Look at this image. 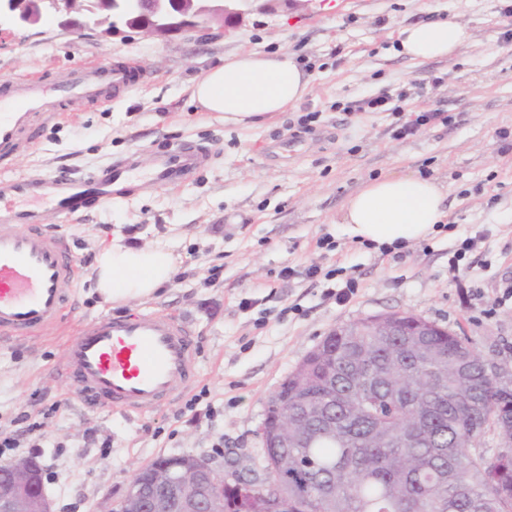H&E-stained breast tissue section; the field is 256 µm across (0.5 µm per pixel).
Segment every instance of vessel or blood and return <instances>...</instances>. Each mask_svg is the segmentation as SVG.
<instances>
[{
  "label": "vessel or blood",
  "instance_id": "obj_1",
  "mask_svg": "<svg viewBox=\"0 0 512 512\" xmlns=\"http://www.w3.org/2000/svg\"><path fill=\"white\" fill-rule=\"evenodd\" d=\"M131 62L84 65L53 79H0V158L35 145L38 125L61 112L142 81ZM204 147L182 143L157 153L148 169L136 159L86 174L0 176V334L36 336L60 322L80 278L67 238L44 228V209L78 214L148 187L183 182L202 167ZM196 345L186 318L164 313L102 315L83 323L54 367L89 408L151 411L195 383Z\"/></svg>",
  "mask_w": 512,
  "mask_h": 512
}]
</instances>
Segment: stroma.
<instances>
[{"label": "stroma", "instance_id": "obj_1", "mask_svg": "<svg viewBox=\"0 0 512 512\" xmlns=\"http://www.w3.org/2000/svg\"><path fill=\"white\" fill-rule=\"evenodd\" d=\"M229 29L166 39L64 32L54 16L0 34V77L133 61L145 79L42 128L35 148L0 175L83 172L182 142L208 149L192 178L93 206L85 215L47 212L84 272L77 306L36 339L0 338V428L43 469L54 512H102L137 467L157 456H240L264 464L266 403L330 330L368 315L406 311L466 336L484 358H512V0H279ZM467 24L454 56L413 61L391 34L441 19ZM242 48L286 50L311 80L296 107L258 124L224 126L190 99V86ZM390 95L385 112L362 101ZM440 108L448 124L396 131L412 111ZM437 178L448 215L429 239L394 251L352 240L339 222L346 198L386 173ZM327 237L331 247L318 246ZM170 242L181 262L148 300L122 306L93 295L95 255L113 239ZM291 277H281L284 267ZM320 267L311 278L308 267ZM359 287L338 302L346 277ZM171 312L187 318L197 381L150 414L87 409L52 373L83 321Z\"/></svg>", "mask_w": 512, "mask_h": 512}]
</instances>
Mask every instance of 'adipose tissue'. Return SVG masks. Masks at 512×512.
<instances>
[{"label": "adipose tissue", "mask_w": 512, "mask_h": 512, "mask_svg": "<svg viewBox=\"0 0 512 512\" xmlns=\"http://www.w3.org/2000/svg\"><path fill=\"white\" fill-rule=\"evenodd\" d=\"M399 51L414 61L445 58L468 44V26L437 20L397 27ZM310 81L292 53L249 49L213 65L191 86L202 111L223 114L238 126L274 117L299 104ZM443 185L418 173L370 179L344 203L340 221L358 243L403 246L431 237L445 218ZM178 257L171 244L128 246L115 243L100 251L93 269L96 292L122 305L153 296L171 283Z\"/></svg>", "instance_id": "1"}]
</instances>
